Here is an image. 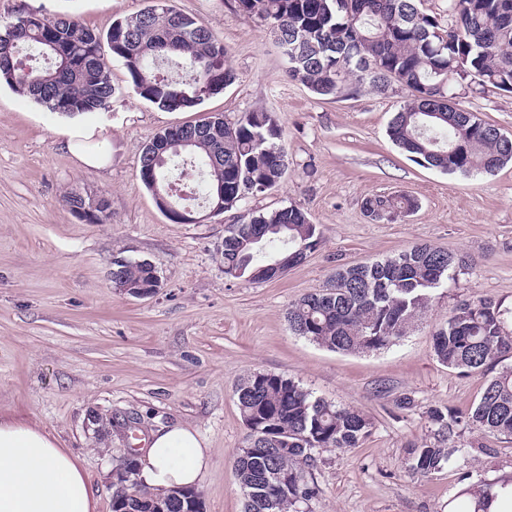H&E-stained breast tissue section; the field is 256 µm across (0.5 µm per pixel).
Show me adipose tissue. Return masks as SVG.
Listing matches in <instances>:
<instances>
[{
	"instance_id": "1",
	"label": "adipose tissue",
	"mask_w": 512,
	"mask_h": 512,
	"mask_svg": "<svg viewBox=\"0 0 512 512\" xmlns=\"http://www.w3.org/2000/svg\"><path fill=\"white\" fill-rule=\"evenodd\" d=\"M210 463L207 442L176 423L151 432L138 477L154 489L191 486ZM0 512H96L80 461L40 426L0 417Z\"/></svg>"
}]
</instances>
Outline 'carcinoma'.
<instances>
[{"label": "carcinoma", "instance_id": "cac0c4a2", "mask_svg": "<svg viewBox=\"0 0 512 512\" xmlns=\"http://www.w3.org/2000/svg\"><path fill=\"white\" fill-rule=\"evenodd\" d=\"M419 0H237L239 11L260 20L288 63L292 80L324 99L368 87L384 92L397 83L413 98L388 124L392 143L410 160L446 173L492 174L512 162V145L495 125L465 109H448L453 87L472 79L512 93V0H448V25L422 12ZM110 56H105L102 43ZM224 43L199 19L154 0L120 18L101 36L70 16L45 17L26 9L0 29V84L51 112L74 116L104 110L114 93L111 64H122L134 92L168 111L192 108L234 83ZM195 142L183 149L163 129L166 159L151 163L150 146L139 177L165 196L173 191L175 166L197 160L205 172V202L224 181V204L235 207L246 193L274 188L288 168L275 116L254 109L233 124L210 116L191 124ZM407 194L364 200L366 216L381 211L393 221L416 210ZM322 233L293 206L254 211L232 224L220 256L224 274L268 280L272 260L283 270L301 264L320 245ZM472 268L467 257L416 244L384 260L341 266L330 284L298 299L288 310L291 331L327 350L370 353L407 335L426 312L432 294ZM128 283L145 282L155 267L118 260ZM436 359L452 371L483 374L512 359V307L492 297L462 303L433 333ZM247 426L234 470L244 512H306L317 495L305 468L326 448H356L371 422L354 407L312 395L292 379L253 372L236 388ZM433 439L409 450L410 469L423 477L457 458L448 446L454 430L477 428L512 435V365L486 380L482 395L462 416L427 411ZM130 480L112 485V512H204L197 491L154 492L136 478L137 456L116 464Z\"/></svg>", "mask_w": 512, "mask_h": 512}]
</instances>
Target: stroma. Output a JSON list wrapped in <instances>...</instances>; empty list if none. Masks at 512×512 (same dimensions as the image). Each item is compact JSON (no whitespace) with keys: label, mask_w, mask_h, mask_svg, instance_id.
<instances>
[{"label":"stroma","mask_w":512,"mask_h":512,"mask_svg":"<svg viewBox=\"0 0 512 512\" xmlns=\"http://www.w3.org/2000/svg\"><path fill=\"white\" fill-rule=\"evenodd\" d=\"M47 17L75 16L97 32L150 0H0V24L19 2ZM223 41L235 83L202 104L168 112L132 90L121 63L106 110L66 117L0 85V415L34 423L78 456L97 512H112V471L129 449L117 422L137 418L141 436L182 423L207 441L211 461L196 486L204 512H243L233 460L247 428L236 387L251 372L292 379L314 396L367 415L358 447L320 452L308 476L319 489L308 512H464L460 490L512 476V436L455 431L457 461L427 477L408 466L428 438L429 408L464 415L483 380L441 365L432 334L457 305L493 297L512 305V162L491 175L421 166L387 136L410 90L361 89L324 100L289 78L267 25L235 0H169ZM459 107L512 136V93L458 92ZM282 129L288 169L273 189L247 194L201 224H175L139 178L145 145L160 130L212 114L236 121L255 109ZM92 129L80 144L107 152L110 167L81 165L66 131ZM405 193L417 210L373 222L362 202ZM108 199L104 224L67 203ZM296 206L322 231L300 265L265 282L226 276L218 250L230 225L255 210ZM429 243L473 259L455 284L435 291L407 336L372 353H339L292 333L291 305L328 286L336 269ZM148 261L161 284L137 298L112 282L117 260ZM412 408L396 406L402 397Z\"/></svg>","instance_id":"stroma-1"}]
</instances>
